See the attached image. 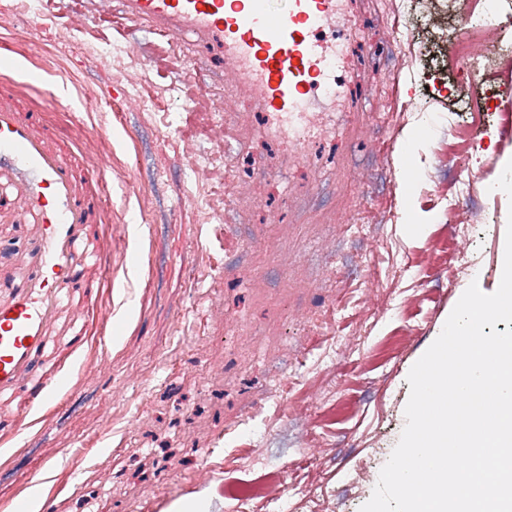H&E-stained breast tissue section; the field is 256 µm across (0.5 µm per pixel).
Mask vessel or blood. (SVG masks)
<instances>
[{
    "label": "vessel or blood",
    "mask_w": 512,
    "mask_h": 512,
    "mask_svg": "<svg viewBox=\"0 0 512 512\" xmlns=\"http://www.w3.org/2000/svg\"><path fill=\"white\" fill-rule=\"evenodd\" d=\"M127 16L202 45L228 52L236 72L264 112L288 123V138L303 151L317 95L336 97L338 42L320 39L336 23L335 0H121ZM24 84L0 80V228L21 227L24 247L0 263V403L16 408L0 420V445L14 444L21 423L41 413L60 383L55 332L66 325L71 352L88 341L85 328L98 288L89 269L108 250L95 225L107 212L93 171L57 147L43 110L26 107Z\"/></svg>",
    "instance_id": "b4317fda"
}]
</instances>
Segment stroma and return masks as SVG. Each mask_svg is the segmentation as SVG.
I'll return each instance as SVG.
<instances>
[{"mask_svg":"<svg viewBox=\"0 0 512 512\" xmlns=\"http://www.w3.org/2000/svg\"><path fill=\"white\" fill-rule=\"evenodd\" d=\"M0 0L12 77L74 161L95 151L112 244L86 349L46 422L0 446V512L57 449L50 512H166L265 486L245 512H359L405 425L408 373L469 286L502 277L512 198V0L475 48L450 46L475 0H343L352 96L323 100L305 159L228 57L130 20L114 0ZM482 102L472 128L460 96ZM478 257L461 274L455 252ZM340 337L329 347V337Z\"/></svg>","mask_w":512,"mask_h":512,"instance_id":"obj_1","label":"stroma"}]
</instances>
